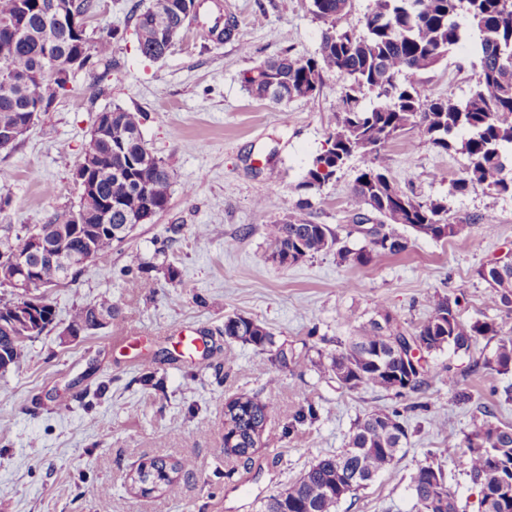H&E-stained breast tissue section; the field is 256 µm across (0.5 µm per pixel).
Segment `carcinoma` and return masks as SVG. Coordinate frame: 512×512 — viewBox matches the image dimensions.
<instances>
[{"label": "carcinoma", "mask_w": 512, "mask_h": 512, "mask_svg": "<svg viewBox=\"0 0 512 512\" xmlns=\"http://www.w3.org/2000/svg\"><path fill=\"white\" fill-rule=\"evenodd\" d=\"M18 0H0V71L37 74L46 63V44H53L54 72L44 76L29 90L0 82V128L7 129L23 120L28 95L33 93L49 111L57 99L70 91L74 78L70 57L77 49L87 53L88 69L102 63L112 50V29L98 35L83 34V44L74 42L70 31L48 17L46 10L32 8L18 12ZM187 0H154L136 18V35L141 54L153 61L165 58L184 29L182 15ZM311 13L325 25L316 56L297 58L284 54L269 59L243 74L246 90L258 99L275 103L310 98L316 94L323 74L337 73L349 81L348 92L334 111L335 127L327 142L334 149L312 158L302 187L319 189L331 180L346 160L359 154L370 165L356 177L352 189L359 209H373L385 218L381 238L355 252L338 249L345 260L369 266L379 255H397L407 241L393 226L409 227L431 238L448 240L458 236L463 225L449 221L448 208L439 200L422 202L402 190L388 175L382 150L408 129H416L435 148L455 150L467 157L468 164L454 182L463 193L482 187L512 192V165L503 148L512 144V0H374L362 29L343 23L351 11V0H311ZM466 19L477 32L480 72L470 95L463 101L452 98L424 100L409 77L434 68L465 35L460 19ZM369 94L377 100L371 108L358 105L356 94ZM145 114L122 108L112 109V130L90 139L89 147L112 167L101 171L96 190L81 193L76 208L50 217L43 224L22 225L15 236L0 239V257L24 253L31 232L44 236L53 246H62L75 232L86 234L94 246L96 260L105 261L112 243L121 241L137 223V215L152 220L169 204L173 173L155 156L141 138ZM309 201L296 212L267 226L272 247L271 259L285 267L325 252L339 243L334 231L305 217ZM37 268V279L44 288L60 285L81 268L72 261L41 260L28 256ZM138 273L126 280L135 290L147 284L144 274L162 272L173 280L176 269L165 262L138 260ZM478 277L488 288L487 300L497 309L512 311V265L502 268L499 278L488 279L485 267ZM17 299H0V374L15 367L24 342L15 339L12 324ZM428 317L411 329L399 325L384 306L377 318L357 335L339 345L330 355L327 370L348 390L369 387L391 392L397 397L417 393L427 385L423 364L404 378L403 362L394 350L405 349L409 339L420 340L424 352L446 348L468 351L479 336L497 335L493 326L470 323L460 316V297L433 294L427 297ZM43 333L56 318L50 302L37 311ZM118 321L112 302L104 299L77 307L68 321L75 332L110 327ZM224 339L251 346L268 354L270 360L288 367V349L276 345L273 333L264 324L240 315L224 321ZM493 362L502 374L512 371V336L498 340ZM464 373L448 371L440 378L448 392L460 401L470 399L463 389ZM238 413L224 416V454L248 463L256 445L274 447L279 438L266 433L272 406L248 393L226 400ZM406 419L396 409H375L353 423L346 448L317 457L299 478L269 496L261 512H337L343 497L336 483L344 482L353 494L373 478L387 471L407 444ZM450 455L462 460L467 474L481 489V512H501L498 496L512 501V425L485 421L460 440L448 441ZM149 467L147 476L162 482L161 491L171 489L191 473L188 460L168 462L152 458L137 469ZM419 512H457L441 467L427 463L411 477ZM445 495L446 508L431 507V498Z\"/></svg>", "instance_id": "carcinoma-1"}]
</instances>
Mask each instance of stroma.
<instances>
[{"label":"stroma","instance_id":"1","mask_svg":"<svg viewBox=\"0 0 512 512\" xmlns=\"http://www.w3.org/2000/svg\"><path fill=\"white\" fill-rule=\"evenodd\" d=\"M151 0H97L87 30H117L107 70L80 72L72 89L11 148L0 149V237L52 213L76 208L81 189L74 172L83 159L98 112L141 109L147 147L173 171L167 209L134 225L113 243L112 257L87 263L76 279L45 294L57 323L28 342L18 366L0 375V512H260L262 501L297 479L318 455L344 448L357 417L378 408L399 409L410 442L398 461L365 489L344 499L338 512H418L411 489L417 467L432 461L444 469L458 512H481V493L450 439L491 418L512 425V372L491 360L499 337L512 335V312L487 303L479 266L512 253V193L474 188L456 193L465 158L441 153L418 130L388 143L383 162L417 199L443 200L450 221L464 229L436 241L404 229L407 249L376 257L361 268L329 251L281 267L270 259L267 224L310 199L309 218L328 225L356 250L352 232L354 179L365 162L353 157L335 181L304 190L312 157L334 127L333 112L348 83L327 73L309 99L276 104L243 87L246 70L282 54L316 56L324 25L310 0H199L197 17L171 53L152 61L138 50L136 10ZM233 15V38L211 30ZM476 36L433 69L415 76L426 99H464L479 70ZM494 214L487 226L480 219ZM208 226L200 237L197 226ZM165 252L178 277L153 273L149 287L126 288L125 269L136 257ZM464 294L462 316L492 325L468 351L429 356V372L450 367L466 373L468 402L455 401L431 381L406 397L363 387H341L331 373L313 367L385 306L409 328L429 314L428 295ZM109 299L122 321L93 335L61 343L74 306ZM238 313L266 324L276 342L300 354L282 368L267 354L224 339V318ZM210 337L209 354L185 356L178 332ZM151 369L163 389L143 385ZM106 385L87 401L86 392ZM249 391L273 405L268 423L280 437L258 448L250 463L224 455V401ZM317 417L287 432L306 403ZM147 457L187 459L193 471L167 493L130 490L129 471ZM106 486L99 494L97 486Z\"/></svg>","mask_w":512,"mask_h":512}]
</instances>
